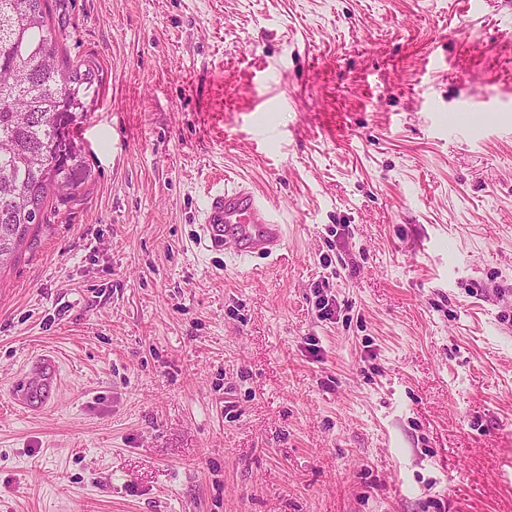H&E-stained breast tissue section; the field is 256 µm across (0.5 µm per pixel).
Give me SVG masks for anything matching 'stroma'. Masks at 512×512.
<instances>
[{
  "instance_id": "35a3bbf8",
  "label": "stroma",
  "mask_w": 512,
  "mask_h": 512,
  "mask_svg": "<svg viewBox=\"0 0 512 512\" xmlns=\"http://www.w3.org/2000/svg\"><path fill=\"white\" fill-rule=\"evenodd\" d=\"M50 11L91 176L0 270V512H512V0ZM227 177L278 255L199 247ZM59 384L60 375L55 358L40 355L17 379L13 392L24 407L42 408L54 401Z\"/></svg>"
}]
</instances>
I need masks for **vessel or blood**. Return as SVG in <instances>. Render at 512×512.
Here are the masks:
<instances>
[{
	"mask_svg": "<svg viewBox=\"0 0 512 512\" xmlns=\"http://www.w3.org/2000/svg\"><path fill=\"white\" fill-rule=\"evenodd\" d=\"M201 229L203 249L223 250L239 259L278 255L286 236L274 210L241 182L207 191ZM59 384L55 358L43 355L17 379L14 396L26 408H42L54 401Z\"/></svg>",
	"mask_w": 512,
	"mask_h": 512,
	"instance_id": "obj_1",
	"label": "vessel or blood"
}]
</instances>
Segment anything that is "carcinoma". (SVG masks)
I'll return each mask as SVG.
<instances>
[{
    "label": "carcinoma",
    "instance_id": "1",
    "mask_svg": "<svg viewBox=\"0 0 512 512\" xmlns=\"http://www.w3.org/2000/svg\"><path fill=\"white\" fill-rule=\"evenodd\" d=\"M49 18V0H0V268L90 178L75 131L98 68L59 53Z\"/></svg>",
    "mask_w": 512,
    "mask_h": 512
}]
</instances>
